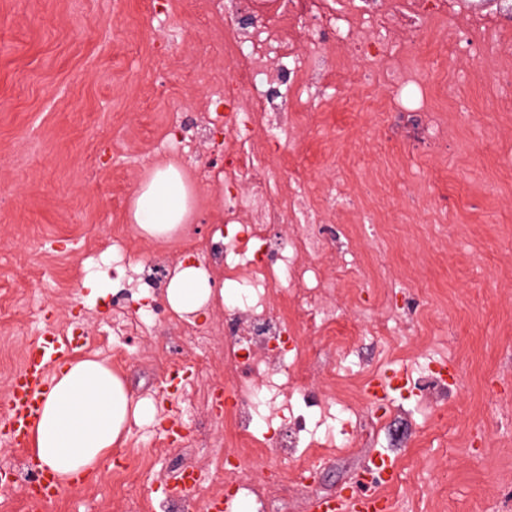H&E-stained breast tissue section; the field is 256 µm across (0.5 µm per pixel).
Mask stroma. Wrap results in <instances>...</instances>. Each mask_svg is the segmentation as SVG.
<instances>
[{"mask_svg": "<svg viewBox=\"0 0 512 512\" xmlns=\"http://www.w3.org/2000/svg\"><path fill=\"white\" fill-rule=\"evenodd\" d=\"M165 36L169 61L161 69L152 52ZM202 41L193 0L163 27L148 0H0V290L15 299L17 315L34 319L16 346L26 350L44 327L65 323L84 331L71 357H101L99 342L107 340L125 358L118 374L128 390L157 412L155 422L130 423L124 447H147L176 420L196 436L197 462L208 470L226 452L224 413L169 389L168 351L192 347L193 336L163 320L141 339L107 336L111 298L91 305L80 291L88 264L111 257L116 230L141 265L155 253L177 263L180 246L194 243V227L179 243L140 235L132 208L154 168L171 93L195 92L185 65ZM416 61L439 107L461 117L453 150L421 154L392 138L378 111H346L332 89L293 151L318 178L330 157L352 183L368 166L384 213L416 225L427 222V206L408 188L447 196L449 218L466 233L462 246L436 239L414 247L400 235L387 248L392 272L416 276L425 289L413 318L447 312L459 394L423 429L412 407L392 412L380 435L358 434L351 455L316 462L308 485L275 456L245 455L246 467L273 472L268 512H307L313 495L352 489L379 454L402 475L392 490L397 512H448L452 501L466 512L492 498L512 512V169L502 163L512 155L505 130L512 113L500 118L496 90L468 76L458 51L439 38L420 41ZM32 267L44 268L43 279L27 278ZM423 348L417 337L395 347L360 337L336 387L358 395L354 372L390 359L415 369ZM116 463L107 457L98 476L65 490L62 502L71 512H130L112 495Z\"/></svg>", "mask_w": 512, "mask_h": 512, "instance_id": "35a3bbf8", "label": "stroma"}]
</instances>
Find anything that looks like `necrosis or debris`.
Listing matches in <instances>:
<instances>
[{"label":"necrosis or debris","mask_w":512,"mask_h":512,"mask_svg":"<svg viewBox=\"0 0 512 512\" xmlns=\"http://www.w3.org/2000/svg\"><path fill=\"white\" fill-rule=\"evenodd\" d=\"M197 26L205 57L191 79L200 96L177 98L173 111H195L199 123L188 133L180 120L164 128L160 158L200 183L203 201H219L224 221L210 225L204 247L193 253L204 268L224 272V319L192 326L193 348L168 361L177 375L224 361L230 388L226 438L231 453L220 468L237 476L242 496L254 497L258 512L266 501L255 493L258 476L244 469L238 447L258 456L274 455L297 474L310 465L309 447L322 445L330 457L351 454V432L369 423L383 425L346 396L319 391L302 370L307 355L301 336H322L326 360L317 368L330 381L332 354L349 355L357 339L376 336L398 341L443 337V323H401L418 296L416 278L386 280L382 301L371 300L372 269L390 263L386 224L354 226L351 235L334 231L348 214L360 213L364 199L342 179L311 181L298 168L278 176L270 163L273 146L295 144L305 134L304 114L311 100L331 85L334 66L369 60L389 77L398 129L417 150L447 148L458 123L425 91L414 49L420 36L440 32L444 41L466 43L471 74L498 87L495 109L512 112V0H196ZM217 156L205 167L193 158L202 148ZM147 275L134 276L112 302L109 325L116 336H146L148 305L134 315L125 302L133 288L165 287L170 269L163 256L148 261ZM353 288V305H340L335 293ZM416 383L428 408L452 393L448 363L427 352ZM268 434L256 441L254 429ZM197 442L184 437L180 449L154 440L140 465L178 456L174 474L197 475Z\"/></svg>","instance_id":"obj_1"}]
</instances>
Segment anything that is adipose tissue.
<instances>
[{"label": "adipose tissue", "instance_id": "1", "mask_svg": "<svg viewBox=\"0 0 512 512\" xmlns=\"http://www.w3.org/2000/svg\"><path fill=\"white\" fill-rule=\"evenodd\" d=\"M190 204L191 193L177 170L161 166L135 196L136 229L155 240L172 238L182 230ZM212 288L208 271L182 262L174 267L165 294L173 312L197 316L211 301ZM155 419L153 404L134 399L108 363L93 357L68 360L58 366L44 395L31 433L32 451L67 487L79 475L98 471L130 422Z\"/></svg>", "mask_w": 512, "mask_h": 512}]
</instances>
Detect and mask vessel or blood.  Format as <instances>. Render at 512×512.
I'll use <instances>...</instances> for the list:
<instances>
[{
	"instance_id": "1",
	"label": "vessel or blood",
	"mask_w": 512,
	"mask_h": 512,
	"mask_svg": "<svg viewBox=\"0 0 512 512\" xmlns=\"http://www.w3.org/2000/svg\"><path fill=\"white\" fill-rule=\"evenodd\" d=\"M69 349L68 338L42 336L27 348L21 369L13 376L10 390L0 403V431L18 447H26L38 418L54 362ZM38 489L30 496L32 512H46L49 504L64 491L55 474L38 463H31ZM309 512H392V503L383 494L354 492L346 496L312 498Z\"/></svg>"
}]
</instances>
